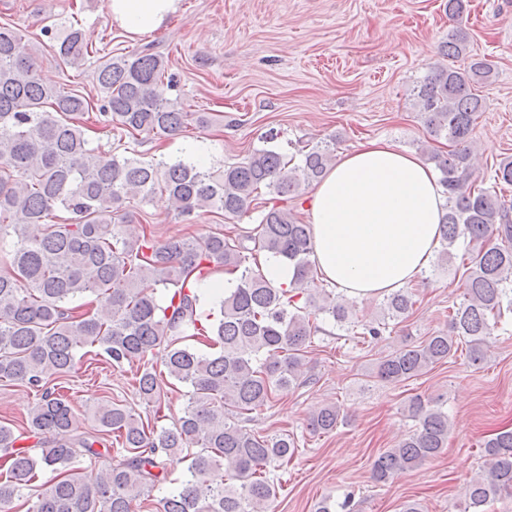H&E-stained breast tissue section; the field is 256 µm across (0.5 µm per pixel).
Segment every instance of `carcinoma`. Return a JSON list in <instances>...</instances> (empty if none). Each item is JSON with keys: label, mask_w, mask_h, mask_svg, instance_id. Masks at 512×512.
Returning <instances> with one entry per match:
<instances>
[{"label": "carcinoma", "mask_w": 512, "mask_h": 512, "mask_svg": "<svg viewBox=\"0 0 512 512\" xmlns=\"http://www.w3.org/2000/svg\"><path fill=\"white\" fill-rule=\"evenodd\" d=\"M19 33L0 26V239L13 236V251L0 271V382L24 385L40 395L19 423L0 421V512L37 477H52L37 489L27 512H133L151 508L153 489L167 480L165 459L188 461L181 488L162 501V512H273L276 486L270 468L298 451L293 438L260 436L230 420L272 403L298 381L304 349L317 331L312 317L323 314L343 327L352 301L315 289L310 225L284 207L261 211L254 234L244 238L212 233L160 243L147 228L127 237L122 224L137 206L160 191L180 216L216 213L248 217L266 188L283 198L299 196L319 181L333 161L329 146L302 150L291 164L268 146L215 173L192 162L145 161L89 147L81 117L90 99L43 83L34 63L16 54ZM468 32L458 26L441 47L446 58L467 53ZM55 58L75 66L89 55L85 30L77 20L56 28ZM493 67L473 58L464 68L438 64L418 87L424 123L435 138L451 144L429 160L440 172L447 196L441 224L439 260L464 240L472 248L464 273L462 301L448 315V330L417 345H406L381 360L376 377L396 383L417 376L467 346L474 365L487 360L494 323L512 312V206L495 190L476 184L471 134L482 99L474 85L487 83ZM165 63L143 51L113 58L96 71L104 101L101 116L127 134L173 136L190 124L205 127L206 112H185L160 97ZM494 181L512 185V158L502 159ZM67 214L56 221L57 212ZM251 241L250 248L245 242ZM283 258L294 269L291 289L273 287L246 266L257 251ZM240 273L236 288L219 299V318L199 312L200 295L190 282L214 272ZM168 290L158 304L155 286ZM96 297L94 308L79 312L71 303ZM305 296L303 305L297 297ZM416 305L410 288L383 297V320L363 336L382 335L386 320L403 319ZM193 340L204 352L187 344ZM99 348L114 367L136 366L133 386L140 398L161 403L163 376L191 388L182 415L171 427L157 428L110 396L93 409L95 426L77 437V415L57 385L78 371V351ZM164 348L166 373L147 366ZM418 428L372 463L371 478L387 483L437 458L448 442V414L420 396L406 406ZM338 407L325 405L308 417L313 432L336 428ZM115 437L122 459L79 472V459L102 456ZM30 440L32 445H23ZM222 467L228 481L214 484L210 472ZM512 493V430L484 442L483 465L464 486V512Z\"/></svg>", "instance_id": "cac0c4a2"}]
</instances>
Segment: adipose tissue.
Wrapping results in <instances>:
<instances>
[{"label":"adipose tissue","mask_w":512,"mask_h":512,"mask_svg":"<svg viewBox=\"0 0 512 512\" xmlns=\"http://www.w3.org/2000/svg\"><path fill=\"white\" fill-rule=\"evenodd\" d=\"M180 0H109L131 38L165 26ZM443 188L415 153L369 140L344 153L316 183L305 208L311 262L323 281L367 301L418 281L439 244Z\"/></svg>","instance_id":"obj_1"}]
</instances>
